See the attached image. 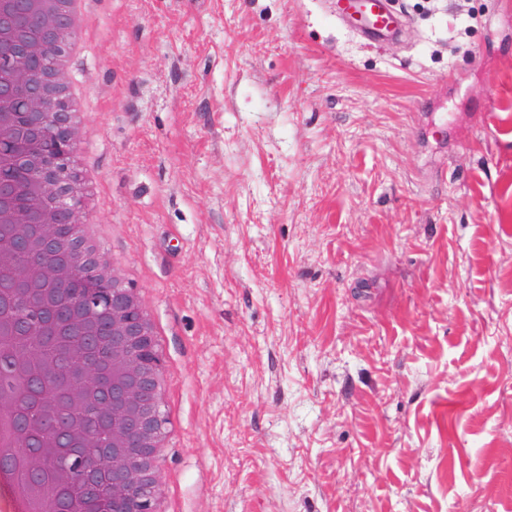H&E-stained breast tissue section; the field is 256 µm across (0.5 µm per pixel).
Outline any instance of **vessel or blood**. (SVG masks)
Instances as JSON below:
<instances>
[{
  "instance_id": "obj_1",
  "label": "vessel or blood",
  "mask_w": 512,
  "mask_h": 512,
  "mask_svg": "<svg viewBox=\"0 0 512 512\" xmlns=\"http://www.w3.org/2000/svg\"><path fill=\"white\" fill-rule=\"evenodd\" d=\"M334 5L337 18L371 44L396 38L405 24L394 0H334Z\"/></svg>"
}]
</instances>
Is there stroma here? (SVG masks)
Returning a JSON list of instances; mask_svg holds the SVG:
<instances>
[{
    "mask_svg": "<svg viewBox=\"0 0 512 512\" xmlns=\"http://www.w3.org/2000/svg\"><path fill=\"white\" fill-rule=\"evenodd\" d=\"M87 0L96 227L163 332L172 512H512V18ZM336 17L361 39L381 44L400 35L405 16L393 0H334Z\"/></svg>",
    "mask_w": 512,
    "mask_h": 512,
    "instance_id": "obj_1",
    "label": "stroma"
}]
</instances>
